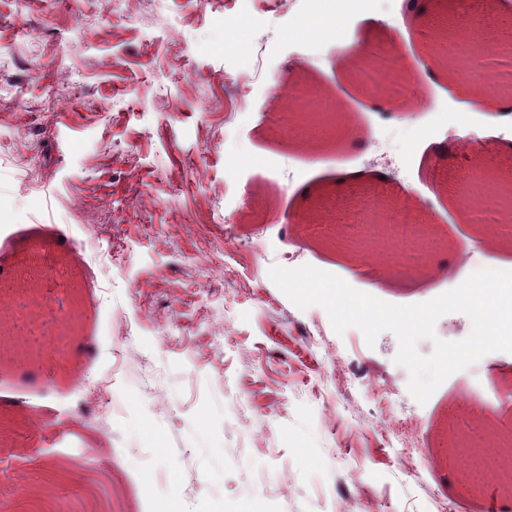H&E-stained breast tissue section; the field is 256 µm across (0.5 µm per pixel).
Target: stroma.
Instances as JSON below:
<instances>
[{
  "label": "stroma",
  "instance_id": "obj_1",
  "mask_svg": "<svg viewBox=\"0 0 512 512\" xmlns=\"http://www.w3.org/2000/svg\"><path fill=\"white\" fill-rule=\"evenodd\" d=\"M305 0H0V286L25 284L31 238H59L56 293L79 296L71 356L111 380L128 403L87 406L72 372L42 345L40 360L0 354V474H21L0 496L24 502L54 489L60 512L85 493L55 469L80 463L110 484L98 512H490L495 483L451 463L474 425L512 424V353L492 352L448 377L426 404L407 389L382 333L337 335L320 306L297 308L269 277L284 254L393 304L429 301L473 273L512 270V240L484 233L493 213L449 208L466 156L453 129L490 144L485 173L512 175V122L481 104L458 109L431 80L424 45L435 25L410 29L400 51L425 108L383 116L336 61L386 45L400 0L357 4L350 41L298 33ZM314 85L346 115L308 147L269 122L288 108L272 89ZM347 169L382 170L393 199L409 198L434 241L419 270H371L347 242L371 228L349 209L372 180L337 189ZM222 266L213 275L212 266ZM135 326L121 335L116 315ZM352 378L344 385L337 367ZM419 421L416 478L385 441L399 405ZM71 416L61 441L46 419Z\"/></svg>",
  "mask_w": 512,
  "mask_h": 512
}]
</instances>
